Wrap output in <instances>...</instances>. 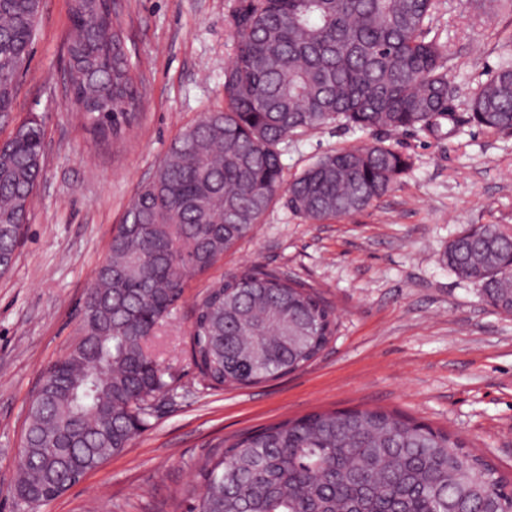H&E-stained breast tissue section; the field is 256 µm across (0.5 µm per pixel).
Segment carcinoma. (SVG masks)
<instances>
[{"label": "carcinoma", "mask_w": 512, "mask_h": 512, "mask_svg": "<svg viewBox=\"0 0 512 512\" xmlns=\"http://www.w3.org/2000/svg\"><path fill=\"white\" fill-rule=\"evenodd\" d=\"M512 13V0H467ZM41 0H0V112L13 110ZM438 0H239L224 109L182 131L112 234L79 318V340L29 405L14 485L33 512L148 425L175 390L152 337L186 281L211 268L277 200L311 223L354 217L389 193L412 158L383 140L318 157L283 179L282 145L331 122L358 131L448 136L512 130V53L456 104ZM72 103L101 142L135 118L138 87L106 0H73ZM45 130L0 142V276L8 275L43 165ZM439 261L512 313V233L470 224ZM311 286L254 264L211 281L192 311L190 354L210 389L248 387L313 361L335 333ZM189 512H502L512 484L445 431L378 408L314 412L224 442L199 468Z\"/></svg>", "instance_id": "1"}]
</instances>
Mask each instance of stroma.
<instances>
[{
  "label": "stroma",
  "mask_w": 512,
  "mask_h": 512,
  "mask_svg": "<svg viewBox=\"0 0 512 512\" xmlns=\"http://www.w3.org/2000/svg\"><path fill=\"white\" fill-rule=\"evenodd\" d=\"M237 0H112L140 93L139 116L118 141L97 142L65 90L69 0H43L30 61L0 140L24 118L45 127L42 176L12 271L0 277V512L11 491L26 412L45 370L78 340V320L139 184L171 142L224 106ZM459 99L502 54L490 24L463 0H441ZM357 132L328 124L289 140L292 177ZM393 146L413 170L365 214L312 224L273 206L208 277L187 281L153 340L178 380L121 453L38 512H186L200 465L224 441L319 410L383 408L459 437L512 482V314L457 278L438 255L468 224L512 226V131L465 127L454 138L403 132ZM277 268L314 287L336 332L309 365L251 387L206 388L190 358L193 306L207 284L246 266Z\"/></svg>",
  "instance_id": "35a3bbf8"
}]
</instances>
